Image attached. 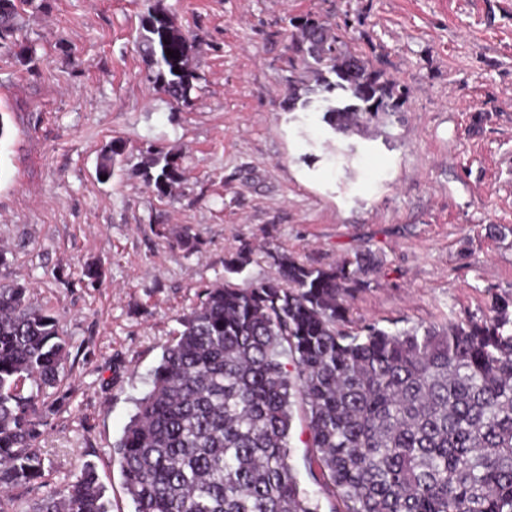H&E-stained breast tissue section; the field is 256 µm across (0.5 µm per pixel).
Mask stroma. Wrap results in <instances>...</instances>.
<instances>
[{
    "label": "stroma",
    "mask_w": 512,
    "mask_h": 512,
    "mask_svg": "<svg viewBox=\"0 0 512 512\" xmlns=\"http://www.w3.org/2000/svg\"><path fill=\"white\" fill-rule=\"evenodd\" d=\"M156 8L194 46L187 107L158 91L138 44ZM307 14L405 86L402 112L344 135L289 109L292 21ZM21 26L40 63L0 52V250L70 343L42 452L58 481L94 465L111 512L135 510L112 445L179 316L240 249L244 285L276 276V250L322 268L371 253L350 333L442 328L512 298V0H42ZM115 138L127 157L103 183ZM151 145L181 158L172 197L140 175ZM185 233L198 251L178 245ZM292 410L301 489L345 512ZM125 155V144L121 139H112L100 152L96 166L97 178L102 182L111 180L116 173V166ZM101 176H107L101 180Z\"/></svg>",
    "instance_id": "35a3bbf8"
}]
</instances>
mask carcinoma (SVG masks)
Returning a JSON list of instances; mask_svg holds the SVG:
<instances>
[{
    "label": "carcinoma",
    "mask_w": 512,
    "mask_h": 512,
    "mask_svg": "<svg viewBox=\"0 0 512 512\" xmlns=\"http://www.w3.org/2000/svg\"><path fill=\"white\" fill-rule=\"evenodd\" d=\"M35 0H0V48L18 49L17 19ZM292 25L291 69L312 73L327 102L323 119L349 133L361 121L401 111L406 89L320 19ZM139 43L159 91L192 101L191 42L158 10L141 20ZM174 51L176 57L167 55ZM180 73H175V70ZM125 144L112 139L96 175L112 179ZM146 185L169 198L183 179L181 157L148 148ZM278 277L207 287L179 318L152 386L112 445L135 512H318L289 462L291 393L306 406L315 461L345 512H512V299L480 320L446 330L354 334L349 299L370 259L329 268L286 251L270 254ZM0 272V512H109L94 465L53 482L39 446L46 390L69 356L57 316ZM291 358L294 378H289ZM40 491L26 511L18 491Z\"/></svg>",
    "instance_id": "1"
}]
</instances>
